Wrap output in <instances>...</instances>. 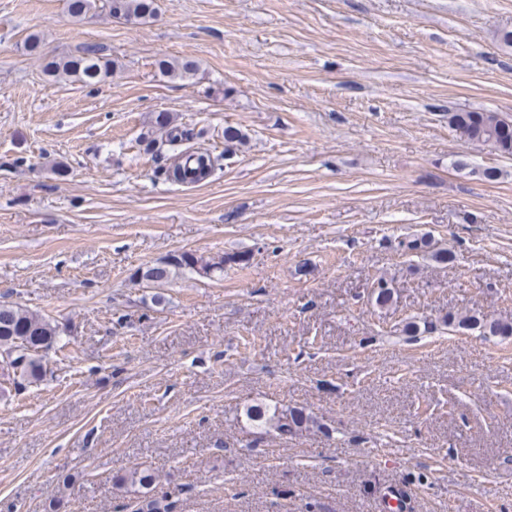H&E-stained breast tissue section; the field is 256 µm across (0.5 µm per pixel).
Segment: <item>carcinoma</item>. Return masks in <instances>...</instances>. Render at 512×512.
<instances>
[{
    "label": "carcinoma",
    "mask_w": 512,
    "mask_h": 512,
    "mask_svg": "<svg viewBox=\"0 0 512 512\" xmlns=\"http://www.w3.org/2000/svg\"><path fill=\"white\" fill-rule=\"evenodd\" d=\"M108 9L111 17L123 20L145 21L152 17L154 0H69V14L79 20L100 8ZM112 59L101 54L95 46H83L77 53L42 59L45 75L57 82L79 83L94 88L104 82L112 72ZM159 72L170 79H182L191 74L196 65L190 60L157 62ZM174 117L168 112H158L154 126L168 132L169 142L183 140L185 133L173 126ZM448 125L459 138L480 145H489L503 156H512V131L504 134L501 129L512 128V120L492 111H467L448 113ZM214 159L207 151L185 152L164 169L166 178L181 184L205 181L213 172ZM405 250L423 252L437 264L454 263L455 255L448 249L435 245L427 236L405 242ZM250 262L246 252L226 253L205 258L183 252L159 265L137 271V275L152 283H164L176 269L189 268L203 277H211L224 271L226 265L245 267ZM393 288L384 278L374 282L371 297L376 306L388 307L393 300ZM440 322L455 331H477L491 336H512V321L487 320L478 314L447 313ZM60 331L57 325L45 317L18 305H0V358H10L13 382L17 385L41 380L47 372L45 354L58 344ZM244 416L255 426L273 430L282 436L293 435L307 427L311 418L300 408L279 409L266 403L247 407ZM156 476L147 466H136L124 477V483L143 489V495L123 508L122 512H177L176 501L167 493H151Z\"/></svg>",
    "instance_id": "1"
}]
</instances>
